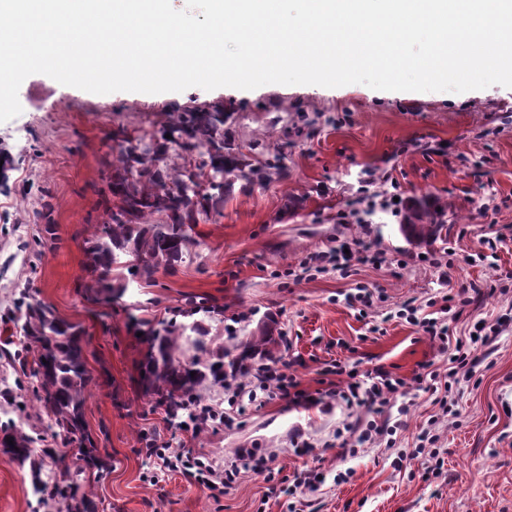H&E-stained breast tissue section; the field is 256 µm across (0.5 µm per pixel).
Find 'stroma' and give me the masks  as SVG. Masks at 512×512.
Wrapping results in <instances>:
<instances>
[{
    "label": "stroma",
    "mask_w": 512,
    "mask_h": 512,
    "mask_svg": "<svg viewBox=\"0 0 512 512\" xmlns=\"http://www.w3.org/2000/svg\"><path fill=\"white\" fill-rule=\"evenodd\" d=\"M19 101L21 114L0 123V150L14 158L0 188V421L29 423L44 447L60 455L70 450L16 356L20 333L8 316L25 290L82 331L92 380L77 440L97 461L86 472L96 512H512V325L477 348L476 380L460 384L459 415L441 425L443 474L427 481L420 461H399L398 453L414 447L435 412L414 376L421 364L443 359L417 327L389 316L406 298L424 302L512 274V88L451 93L267 84L94 94L33 74L21 84ZM218 107L228 115L234 145L244 150L253 140L266 141L281 153L285 174L263 185H235L222 215L195 226V242L175 271L129 282L104 302L87 286L85 247L103 220L120 144L128 137L150 141L175 113ZM395 194L447 200V237L406 240L387 204ZM341 211L347 223H339ZM47 224L57 241L39 256L32 242ZM498 231L506 238L496 263L467 264L466 256ZM354 239L376 243L406 260V268L395 276L362 266L349 278L335 273L286 287L272 276L309 252ZM450 240L458 259L445 281L419 256ZM360 283L385 296L363 316L344 301ZM194 303L222 308L204 325L211 349L225 358L262 330L281 338L279 357L295 360L309 393L324 390L320 371L338 361L404 378L407 388L395 403L407 407V423L395 449L372 446L350 456L327 447L333 430L351 419L336 403L293 406L275 399L249 408L230 428L197 435L179 429L146 395L141 366L149 330L182 319ZM242 313L246 321L231 324ZM298 436L313 442L314 451L295 452ZM150 437L227 463L239 448L273 450L285 474L309 469L321 481L291 503L268 495L263 476L252 473L217 497L179 474L154 484L153 464L141 451ZM339 472L349 480L335 483ZM60 506L59 498L35 495L29 466L0 451V512H58Z\"/></svg>",
    "instance_id": "obj_1"
}]
</instances>
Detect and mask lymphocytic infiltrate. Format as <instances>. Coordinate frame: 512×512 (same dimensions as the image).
Here are the masks:
<instances>
[{"label": "lymphocytic infiltrate", "mask_w": 512, "mask_h": 512, "mask_svg": "<svg viewBox=\"0 0 512 512\" xmlns=\"http://www.w3.org/2000/svg\"><path fill=\"white\" fill-rule=\"evenodd\" d=\"M361 265L392 270L405 267L404 261L389 257L372 244L357 241L346 247L339 245L308 253L298 266L289 269L288 278L297 283L329 272L348 278ZM483 293L480 285L472 283L441 298L429 299L425 304L409 298L398 303L394 309V317L419 327L422 334L437 345L440 355L448 362L447 373H440L438 369L427 364L424 365L422 373L416 376L417 383L425 382L429 385L432 403L437 409L432 417L434 425L440 424L448 416V397L454 386L459 385L461 380L472 377L477 365L474 355L476 343L487 342L493 336L499 335L505 327V322L501 319L483 321L476 324L474 336L463 340L451 339L450 321L459 320ZM427 305L437 308L438 316L424 314L423 308ZM289 368L290 365L286 362L248 365L241 374H231L225 378L223 402L205 403L190 397L170 407L168 414L174 419L184 418L187 429L198 434L215 429L221 424L231 425L233 412L243 411L244 401H256L261 395L271 400H283L294 406L310 402V395L302 389L297 377L290 374ZM325 372L333 377L323 392L325 398L336 400L348 410L365 407L374 412L372 419L358 418L337 428L333 433L334 440L344 448L382 442L387 449H394L398 427L383 420L382 415L390 410L393 396L403 391L404 379L392 376L381 368L362 373L357 367L339 364L327 366ZM144 452L147 458L153 459L160 473L188 476L198 487L209 489L213 494L223 493L241 475L251 472L263 475L270 482L271 493L291 498L312 489L315 481L313 474L305 470L290 478H276L274 455L263 457L251 448L238 449L235 462L228 467L208 455L174 450L158 445L152 439L146 441Z\"/></svg>", "instance_id": "obj_1"}]
</instances>
